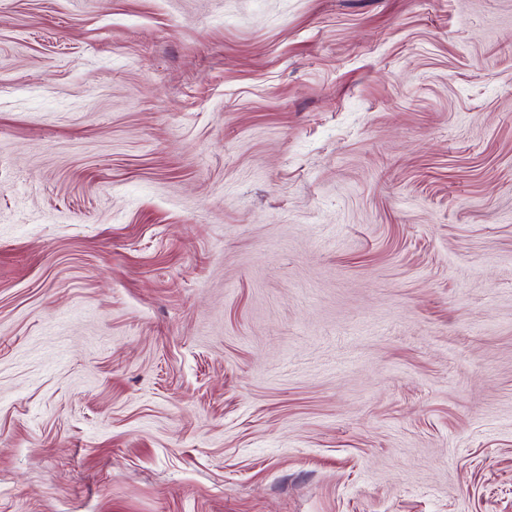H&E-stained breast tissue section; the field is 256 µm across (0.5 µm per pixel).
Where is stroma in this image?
Masks as SVG:
<instances>
[{
    "mask_svg": "<svg viewBox=\"0 0 512 512\" xmlns=\"http://www.w3.org/2000/svg\"><path fill=\"white\" fill-rule=\"evenodd\" d=\"M0 512H512V0H0Z\"/></svg>",
    "mask_w": 512,
    "mask_h": 512,
    "instance_id": "stroma-1",
    "label": "stroma"
}]
</instances>
